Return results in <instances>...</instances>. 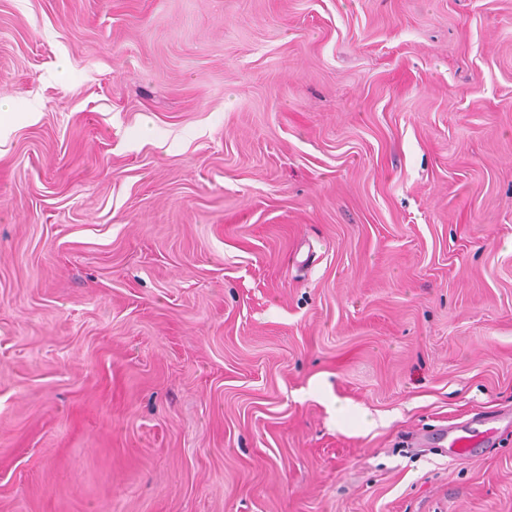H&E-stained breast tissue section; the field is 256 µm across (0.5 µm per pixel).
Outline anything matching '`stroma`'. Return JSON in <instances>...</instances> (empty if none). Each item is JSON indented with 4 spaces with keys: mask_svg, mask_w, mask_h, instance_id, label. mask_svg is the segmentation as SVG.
Listing matches in <instances>:
<instances>
[{
    "mask_svg": "<svg viewBox=\"0 0 512 512\" xmlns=\"http://www.w3.org/2000/svg\"><path fill=\"white\" fill-rule=\"evenodd\" d=\"M0 512H512V0H0ZM483 433L484 439H480L477 434L472 433V430L456 427L452 434H448L447 429L445 433L439 434V437L440 440L445 441L444 448L449 456L460 457L469 454L473 448L489 445L492 442L494 428H487Z\"/></svg>",
    "mask_w": 512,
    "mask_h": 512,
    "instance_id": "stroma-1",
    "label": "stroma"
}]
</instances>
